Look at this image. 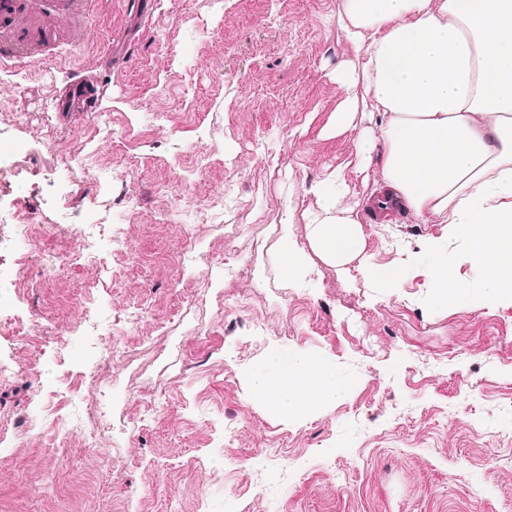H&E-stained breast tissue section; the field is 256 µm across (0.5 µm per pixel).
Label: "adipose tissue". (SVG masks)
I'll return each instance as SVG.
<instances>
[{"instance_id":"adipose-tissue-1","label":"adipose tissue","mask_w":512,"mask_h":512,"mask_svg":"<svg viewBox=\"0 0 512 512\" xmlns=\"http://www.w3.org/2000/svg\"><path fill=\"white\" fill-rule=\"evenodd\" d=\"M356 51L336 80L351 93L334 112L330 130L353 133L355 169L376 173L372 198L387 197L417 223L453 232L489 224L512 227V0H344L340 18ZM384 116L378 129L360 130L358 113ZM347 190L323 196L306 220L312 248L326 262L358 261L365 280L397 285L400 272L362 260L359 222L339 206ZM421 266L443 305L467 290L449 284L453 264L435 243ZM287 385L256 376L258 393L273 406L304 409L336 394L341 381L309 359L276 354Z\"/></svg>"}]
</instances>
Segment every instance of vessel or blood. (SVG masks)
Instances as JSON below:
<instances>
[{
	"label": "vessel or blood",
	"mask_w": 512,
	"mask_h": 512,
	"mask_svg": "<svg viewBox=\"0 0 512 512\" xmlns=\"http://www.w3.org/2000/svg\"><path fill=\"white\" fill-rule=\"evenodd\" d=\"M92 0H23L20 7L0 8V63H29L34 41H50L58 36L56 19L90 9ZM56 111L94 112L97 98L87 95L85 83L73 81L64 94L55 98Z\"/></svg>",
	"instance_id": "obj_1"
}]
</instances>
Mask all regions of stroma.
Masks as SVG:
<instances>
[{
  "label": "stroma",
  "instance_id": "obj_1",
  "mask_svg": "<svg viewBox=\"0 0 512 512\" xmlns=\"http://www.w3.org/2000/svg\"><path fill=\"white\" fill-rule=\"evenodd\" d=\"M95 0L62 20L73 43L0 71V145L23 164L15 190L0 179V220L33 212L37 251L61 266L0 297V316L37 321L38 342L0 334V416L16 447L0 460V512H512V302L483 298L481 271L458 265L466 297L439 307L418 273L440 224L377 217L372 184L354 171L351 134L331 136L345 97L334 77L354 57L338 22L344 0ZM120 55L95 68L105 46ZM92 71L100 111H54L57 89ZM112 129L117 148L101 145ZM85 131L83 164L65 162ZM343 167L363 253L402 273L398 287L349 277L313 250L304 224L316 185ZM220 224H182L216 197ZM133 257L71 261L101 211ZM304 256L287 271L284 228ZM196 250L170 260L186 238ZM143 302L144 320L124 322ZM115 326L126 353L105 423L124 462L111 470L81 437L23 435L36 402L74 399L102 335L88 323L61 334L77 306ZM372 332L380 349L361 337ZM305 355L343 379L335 398L303 413L269 407L252 387L278 352ZM225 473L205 501L201 469Z\"/></svg>",
  "mask_w": 512,
  "mask_h": 512
}]
</instances>
